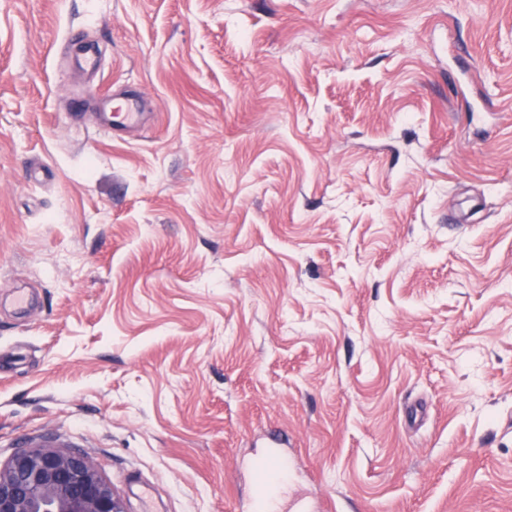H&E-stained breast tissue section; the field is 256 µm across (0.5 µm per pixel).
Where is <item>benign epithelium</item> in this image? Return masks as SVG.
Here are the masks:
<instances>
[{
  "label": "benign epithelium",
  "instance_id": "1",
  "mask_svg": "<svg viewBox=\"0 0 512 512\" xmlns=\"http://www.w3.org/2000/svg\"><path fill=\"white\" fill-rule=\"evenodd\" d=\"M0 512H128V505L84 454L30 448L0 465Z\"/></svg>",
  "mask_w": 512,
  "mask_h": 512
}]
</instances>
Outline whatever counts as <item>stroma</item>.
Segmentation results:
<instances>
[{"label": "stroma", "mask_w": 512, "mask_h": 512, "mask_svg": "<svg viewBox=\"0 0 512 512\" xmlns=\"http://www.w3.org/2000/svg\"><path fill=\"white\" fill-rule=\"evenodd\" d=\"M274 431L281 507L512 512V0H0V463L241 512ZM96 127L106 133L120 131L141 123L144 118L139 99L135 95L117 93L96 109Z\"/></svg>", "instance_id": "obj_1"}]
</instances>
